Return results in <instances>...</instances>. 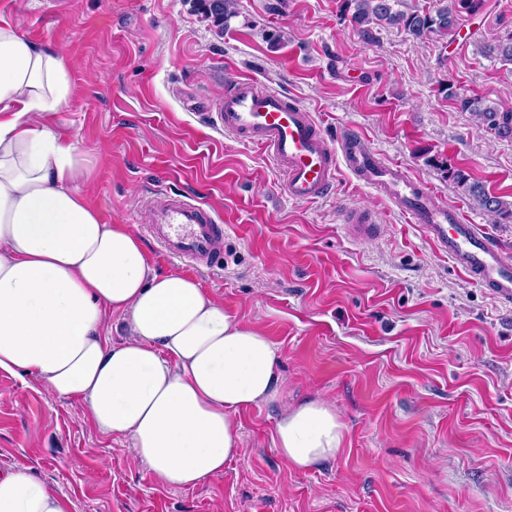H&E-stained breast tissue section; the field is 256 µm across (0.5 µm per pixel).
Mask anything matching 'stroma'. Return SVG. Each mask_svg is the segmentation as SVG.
Here are the masks:
<instances>
[{
  "label": "stroma",
  "instance_id": "1",
  "mask_svg": "<svg viewBox=\"0 0 512 512\" xmlns=\"http://www.w3.org/2000/svg\"><path fill=\"white\" fill-rule=\"evenodd\" d=\"M0 15L68 60L72 102L49 122L87 152L103 223L128 225L155 271L196 279L263 330L289 400L328 401L347 436L335 459L293 471L273 442L277 405L254 407L223 475L175 490L80 402L1 371L0 469L36 476L71 512H512V305L350 174L322 200H288L267 154L215 123L232 67L307 106L331 138L359 131L512 263V223H493L445 176L464 168L512 202V141L442 92L512 109V65L481 51L512 28V0L423 39L381 23L365 39L344 0H238L222 29L193 0H0ZM173 193L223 216L222 268L162 254L148 203ZM347 206L375 213L377 238L347 239Z\"/></svg>",
  "mask_w": 512,
  "mask_h": 512
}]
</instances>
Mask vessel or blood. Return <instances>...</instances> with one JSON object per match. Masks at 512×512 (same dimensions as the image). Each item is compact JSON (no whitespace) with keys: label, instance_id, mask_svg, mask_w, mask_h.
<instances>
[{"label":"vessel or blood","instance_id":"obj_1","mask_svg":"<svg viewBox=\"0 0 512 512\" xmlns=\"http://www.w3.org/2000/svg\"><path fill=\"white\" fill-rule=\"evenodd\" d=\"M228 82L218 119L226 132L270 155L285 177L289 199L312 202L327 197L340 170H347L359 185L379 191L408 214L459 272L501 302H512V265L504 261L496 238L480 225L468 223L458 206L441 203L420 180L387 164L362 135L330 140L306 106L251 77L233 73ZM149 209V231L168 258L208 269L218 265L224 230L210 211L172 195L152 199ZM377 231L369 212H349L347 232L352 239L369 238Z\"/></svg>","mask_w":512,"mask_h":512}]
</instances>
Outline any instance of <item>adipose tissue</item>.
Masks as SVG:
<instances>
[{"label": "adipose tissue", "mask_w": 512, "mask_h": 512, "mask_svg": "<svg viewBox=\"0 0 512 512\" xmlns=\"http://www.w3.org/2000/svg\"><path fill=\"white\" fill-rule=\"evenodd\" d=\"M73 96L63 53L0 16V371L33 373L79 401L102 433L171 489L197 487L240 453V414L280 406L273 442L288 469L335 459L330 403L282 402L277 351L188 276L154 273L141 239L89 203L90 160L43 117ZM128 337L108 342L107 313ZM0 512H70L20 470H0Z\"/></svg>", "instance_id": "ef3b65f1"}]
</instances>
